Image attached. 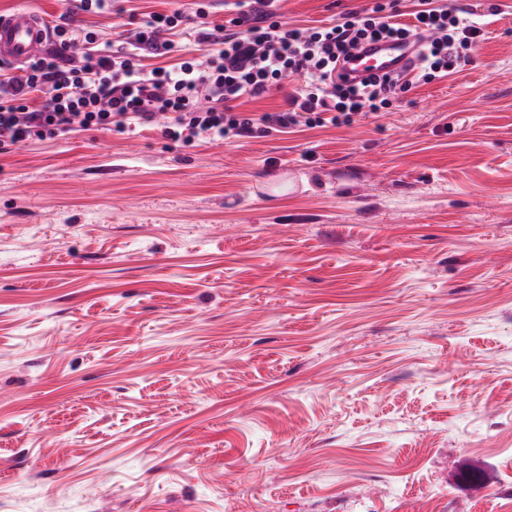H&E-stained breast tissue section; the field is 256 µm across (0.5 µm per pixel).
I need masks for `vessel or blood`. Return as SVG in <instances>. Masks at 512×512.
Wrapping results in <instances>:
<instances>
[{
    "label": "vessel or blood",
    "instance_id": "obj_1",
    "mask_svg": "<svg viewBox=\"0 0 512 512\" xmlns=\"http://www.w3.org/2000/svg\"><path fill=\"white\" fill-rule=\"evenodd\" d=\"M49 42V32L40 15L19 8L0 15V61L13 66L24 65L42 54ZM417 44L414 39L371 43L360 48L345 65L351 75L364 76L366 68L375 73H401L410 65Z\"/></svg>",
    "mask_w": 512,
    "mask_h": 512
}]
</instances>
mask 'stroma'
<instances>
[{
  "mask_svg": "<svg viewBox=\"0 0 512 512\" xmlns=\"http://www.w3.org/2000/svg\"><path fill=\"white\" fill-rule=\"evenodd\" d=\"M363 0H281L330 22ZM349 125L0 154V512H501L512 0ZM192 0H0L100 41Z\"/></svg>",
  "mask_w": 512,
  "mask_h": 512,
  "instance_id": "obj_1",
  "label": "stroma"
}]
</instances>
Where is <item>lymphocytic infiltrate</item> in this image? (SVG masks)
<instances>
[{"mask_svg": "<svg viewBox=\"0 0 512 512\" xmlns=\"http://www.w3.org/2000/svg\"><path fill=\"white\" fill-rule=\"evenodd\" d=\"M279 0H224L229 25L210 22L211 0L191 11L156 13L118 46L95 31L51 26V46L25 68L0 63V147L71 132L159 126L164 138L191 143L251 137L299 127L341 126L388 108L397 91L459 72L485 36L480 12L458 0H418L402 21V0H367L327 26L278 21ZM191 26L205 51L168 67L148 66L173 52V32ZM417 38L403 75L349 77L340 67L366 41ZM301 85L278 108L236 112V103L270 97L282 78Z\"/></svg>", "mask_w": 512, "mask_h": 512, "instance_id": "obj_1", "label": "lymphocytic infiltrate"}]
</instances>
